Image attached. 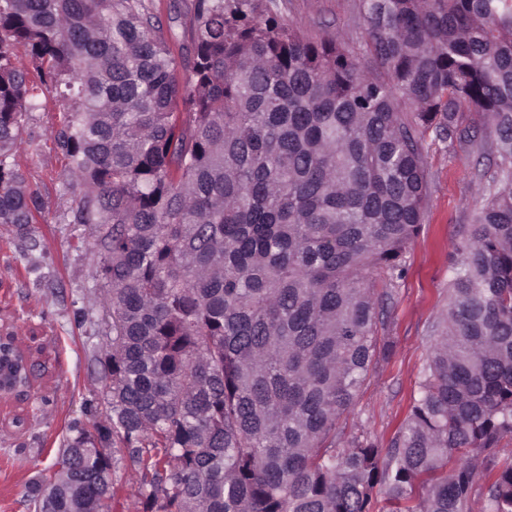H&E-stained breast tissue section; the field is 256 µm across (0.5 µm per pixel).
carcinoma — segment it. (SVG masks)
I'll return each mask as SVG.
<instances>
[{
  "mask_svg": "<svg viewBox=\"0 0 512 512\" xmlns=\"http://www.w3.org/2000/svg\"><path fill=\"white\" fill-rule=\"evenodd\" d=\"M360 59L255 0H194L182 61L144 0H0V224L40 208L12 161L53 89L85 187L112 339V415L72 427L34 512H112L116 443L145 512H512V0H361ZM23 46L35 75L16 65ZM190 72L183 84L178 68ZM184 111H178V105ZM481 113L500 164L461 230L406 421L342 448L388 286L427 196L419 129Z\"/></svg>",
  "mask_w": 512,
  "mask_h": 512,
  "instance_id": "1",
  "label": "carcinoma"
}]
</instances>
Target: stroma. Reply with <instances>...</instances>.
<instances>
[{"mask_svg":"<svg viewBox=\"0 0 512 512\" xmlns=\"http://www.w3.org/2000/svg\"><path fill=\"white\" fill-rule=\"evenodd\" d=\"M276 13L301 33L336 39L365 56L368 36L360 0H272ZM171 47L182 55L191 42L193 0H147ZM39 108L25 124L14 159L42 199L27 234L0 224V326L29 347L39 366L25 408L32 420L17 430L0 426V512H30L27 491L37 481L52 482L69 428L85 422L86 408L107 422L102 361L109 331L90 249L92 228L74 221L83 186L68 178L67 161L53 132L73 103L41 94ZM427 197L417 239L406 254L403 276L391 287L384 336L389 358L378 360L351 413L337 430L341 445L368 439L388 447L406 419L429 360L437 321L448 296L449 256L461 225L472 223L492 184L495 156L480 145L443 141L422 132ZM112 512H144L138 470L127 448L112 445Z\"/></svg>","mask_w":512,"mask_h":512,"instance_id":"stroma-1","label":"stroma"}]
</instances>
